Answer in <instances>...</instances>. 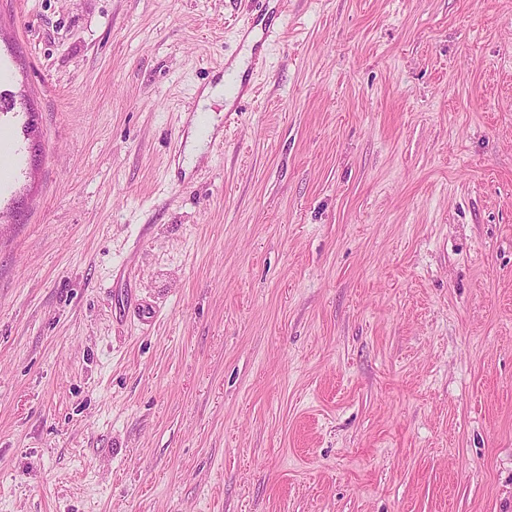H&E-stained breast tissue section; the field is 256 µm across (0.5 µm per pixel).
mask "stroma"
Returning a JSON list of instances; mask_svg holds the SVG:
<instances>
[{
    "label": "stroma",
    "instance_id": "stroma-1",
    "mask_svg": "<svg viewBox=\"0 0 512 512\" xmlns=\"http://www.w3.org/2000/svg\"><path fill=\"white\" fill-rule=\"evenodd\" d=\"M247 2L0 0V512H512V0Z\"/></svg>",
    "mask_w": 512,
    "mask_h": 512
}]
</instances>
